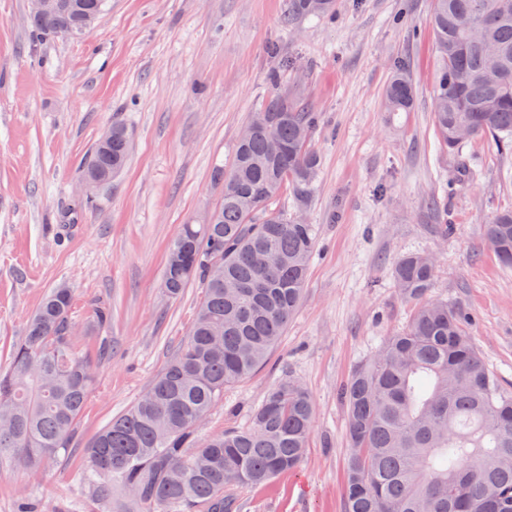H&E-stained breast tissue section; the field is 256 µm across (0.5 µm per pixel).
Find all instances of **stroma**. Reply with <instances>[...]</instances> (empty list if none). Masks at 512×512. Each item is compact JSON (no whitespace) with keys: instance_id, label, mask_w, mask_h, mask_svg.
Listing matches in <instances>:
<instances>
[{"instance_id":"stroma-1","label":"stroma","mask_w":512,"mask_h":512,"mask_svg":"<svg viewBox=\"0 0 512 512\" xmlns=\"http://www.w3.org/2000/svg\"><path fill=\"white\" fill-rule=\"evenodd\" d=\"M433 0H337L327 18L284 22L288 0H107L83 34L33 40L29 0H0V370L45 293L73 288L80 310L112 308V351L80 419L76 449L32 473L0 457V512H135L113 485L98 500L84 450L132 406L178 349L200 301L190 284L169 299L168 245L221 202L212 180L272 88L318 112L320 156L307 209L317 226L301 304L267 362L224 391L199 438L248 424L266 391L294 378L315 402L301 469L228 491L230 512H342L348 443L341 385L402 330L411 306L391 270L404 254L434 255L432 294L472 317L488 367L512 390V269L489 248L484 221L512 207V149L488 139L443 154L432 124L441 63L428 25ZM416 85L389 112L394 63ZM132 134L123 172L93 205L82 166L113 119ZM438 212H431V200Z\"/></svg>"}]
</instances>
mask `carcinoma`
I'll return each mask as SVG.
<instances>
[{
  "label": "carcinoma",
  "instance_id": "obj_1",
  "mask_svg": "<svg viewBox=\"0 0 512 512\" xmlns=\"http://www.w3.org/2000/svg\"><path fill=\"white\" fill-rule=\"evenodd\" d=\"M336 0H288V17H324ZM33 36L64 37L69 10L32 13ZM430 24L442 69L433 94L438 145L455 153L469 140L512 144V0H434ZM242 129L231 164L214 171L222 203L208 224H183L168 247L163 285L179 298L202 295L186 340L152 381L153 397L112 418L85 449L98 494L119 479L140 512H224V492L259 486L298 470L314 428L312 396L288 379L267 391L247 426L199 444L197 425L224 389L263 366L298 309L317 244L306 211L320 158L312 146L318 113L281 88ZM413 80L393 68L388 112L410 109ZM131 150L125 123L95 144L84 178L105 187ZM289 199L292 209L279 205ZM486 241L512 266V209L486 221ZM393 282L413 305L408 325L358 365L340 389L346 407L344 512H512V392L485 364L468 313L430 294L436 260L408 254ZM72 288L59 284L29 319L26 336L0 372V456L26 467L69 455L95 384L96 350L81 326L103 332L112 309L100 304L77 322Z\"/></svg>",
  "mask_w": 512,
  "mask_h": 512
}]
</instances>
